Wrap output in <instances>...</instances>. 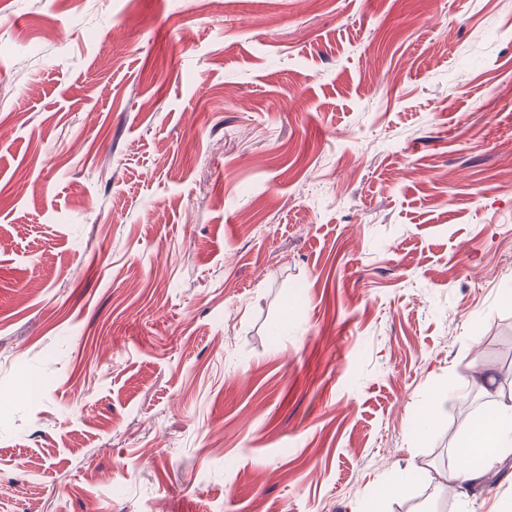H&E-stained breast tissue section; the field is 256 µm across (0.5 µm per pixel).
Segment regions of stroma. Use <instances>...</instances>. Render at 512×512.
<instances>
[{"label":"stroma","mask_w":512,"mask_h":512,"mask_svg":"<svg viewBox=\"0 0 512 512\" xmlns=\"http://www.w3.org/2000/svg\"><path fill=\"white\" fill-rule=\"evenodd\" d=\"M510 356L512 0H0V512H425ZM460 391H467L471 388H477L483 394L494 397L498 393L495 385V378L488 369H480L477 373H469L459 376Z\"/></svg>","instance_id":"1"}]
</instances>
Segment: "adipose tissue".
I'll use <instances>...</instances> for the list:
<instances>
[{
    "mask_svg": "<svg viewBox=\"0 0 512 512\" xmlns=\"http://www.w3.org/2000/svg\"><path fill=\"white\" fill-rule=\"evenodd\" d=\"M457 463L446 481L458 497L483 482L493 462L512 457V406L496 409L467 429L455 448Z\"/></svg>",
    "mask_w": 512,
    "mask_h": 512,
    "instance_id": "ef3b65f1",
    "label": "adipose tissue"
}]
</instances>
